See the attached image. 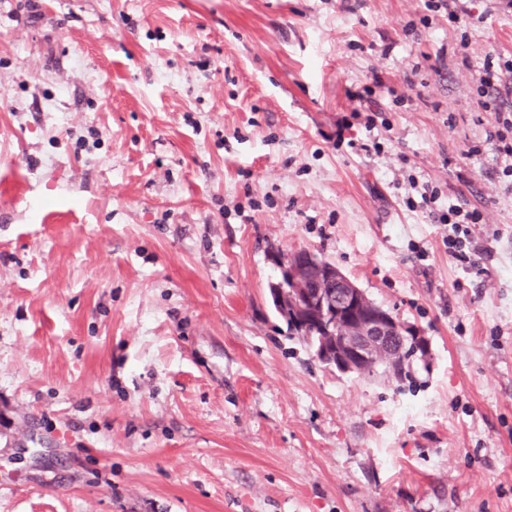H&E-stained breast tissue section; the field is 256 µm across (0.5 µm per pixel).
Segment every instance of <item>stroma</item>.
<instances>
[{
  "mask_svg": "<svg viewBox=\"0 0 512 512\" xmlns=\"http://www.w3.org/2000/svg\"><path fill=\"white\" fill-rule=\"evenodd\" d=\"M37 4L0 0V512H512V190L476 93L512 10ZM451 204L499 232L483 278ZM299 247L425 338L407 377L288 337L269 254ZM439 224L448 226V235L443 238V244L448 248V256L461 263L467 264L468 270L477 277L488 273L486 265L493 258L491 240H495L499 232L493 230L486 240L476 236L477 224H485L483 211L467 209L461 205H448L446 211L438 215ZM491 237V239H490Z\"/></svg>",
  "mask_w": 512,
  "mask_h": 512,
  "instance_id": "1",
  "label": "stroma"
}]
</instances>
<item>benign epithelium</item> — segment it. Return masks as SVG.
<instances>
[{"instance_id":"7a95c632","label":"benign epithelium","mask_w":512,"mask_h":512,"mask_svg":"<svg viewBox=\"0 0 512 512\" xmlns=\"http://www.w3.org/2000/svg\"><path fill=\"white\" fill-rule=\"evenodd\" d=\"M270 259L280 269L269 286L271 303L316 324L314 354L322 364L360 374L368 364L391 365L401 355L400 324L334 264L306 248L277 250Z\"/></svg>"}]
</instances>
